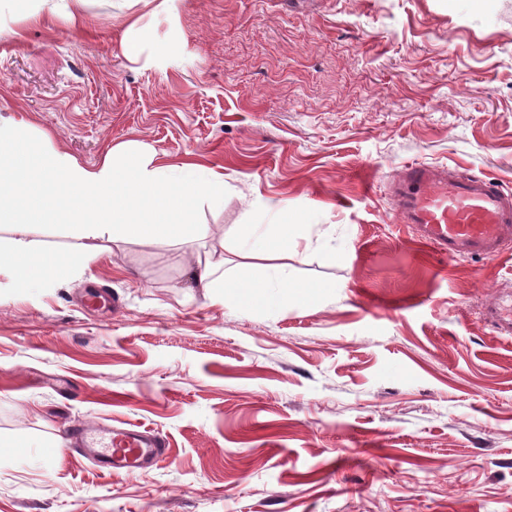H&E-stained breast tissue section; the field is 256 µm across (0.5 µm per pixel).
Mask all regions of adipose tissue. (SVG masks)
I'll list each match as a JSON object with an SVG mask.
<instances>
[{"label": "adipose tissue", "mask_w": 512, "mask_h": 512, "mask_svg": "<svg viewBox=\"0 0 512 512\" xmlns=\"http://www.w3.org/2000/svg\"><path fill=\"white\" fill-rule=\"evenodd\" d=\"M224 199V175L193 162L156 164L152 154L128 146L111 149L94 167L80 165L68 153L31 136L25 118L0 119V277L15 288H42L81 276L118 239L203 237L210 227L192 223L204 203ZM259 223L240 227L238 240L246 260L260 262L263 276L254 281L227 278L196 264L198 287L215 301L240 308L274 309L289 294L300 295L285 258L308 240L309 225L288 219V203L256 197L250 204ZM55 226L69 236L97 241L95 250L59 251L35 241L33 227Z\"/></svg>", "instance_id": "obj_1"}]
</instances>
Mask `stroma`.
Instances as JSON below:
<instances>
[{
  "instance_id": "35a3bbf8",
  "label": "stroma",
  "mask_w": 512,
  "mask_h": 512,
  "mask_svg": "<svg viewBox=\"0 0 512 512\" xmlns=\"http://www.w3.org/2000/svg\"><path fill=\"white\" fill-rule=\"evenodd\" d=\"M0 0V116L81 165L133 142L222 171L185 243L117 242L81 278L0 286V512H512V251L450 261L393 221L409 163L512 191V0ZM312 225L275 311L212 302L256 196ZM259 277L256 268L244 270ZM102 288L116 306L89 307ZM153 430L133 476L63 446ZM66 0H11L17 13L22 16L37 21L46 13H59L61 2ZM484 319L500 335L512 336V312L503 305L493 302L484 309Z\"/></svg>"
}]
</instances>
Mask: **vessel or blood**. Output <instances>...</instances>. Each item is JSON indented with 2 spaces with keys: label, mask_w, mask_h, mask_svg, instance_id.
I'll list each match as a JSON object with an SVG mask.
<instances>
[{
  "label": "vessel or blood",
  "mask_w": 512,
  "mask_h": 512,
  "mask_svg": "<svg viewBox=\"0 0 512 512\" xmlns=\"http://www.w3.org/2000/svg\"><path fill=\"white\" fill-rule=\"evenodd\" d=\"M394 214L420 242L448 259L492 260L512 250V192L488 176H462L448 167L404 165L392 186ZM484 319L500 335L512 336V311L494 302ZM77 453L111 474L133 475L167 456L165 440L135 426L92 431L73 427Z\"/></svg>",
  "instance_id": "obj_1"
}]
</instances>
